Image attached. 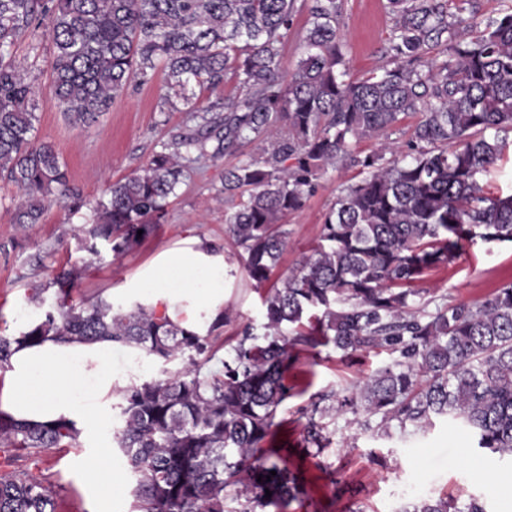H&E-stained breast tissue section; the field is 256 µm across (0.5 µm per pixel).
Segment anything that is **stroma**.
I'll list each match as a JSON object with an SVG mask.
<instances>
[{
	"label": "stroma",
	"instance_id": "obj_1",
	"mask_svg": "<svg viewBox=\"0 0 512 512\" xmlns=\"http://www.w3.org/2000/svg\"><path fill=\"white\" fill-rule=\"evenodd\" d=\"M393 25L386 0H345L340 28L353 78H364L389 64ZM50 52V44L34 50L24 40L13 48L36 88V135L54 145L71 185L88 204L73 213L55 200L42 223L18 224L14 214L22 196L13 183L0 179V330H22L34 314L33 288L49 287L63 267L84 269L74 299L100 296L114 306L131 307L140 300L141 274L154 268L158 256L188 248L197 240L224 256L220 309L227 312L228 320L215 341L219 357L207 365L208 370L218 369L221 357L227 356L244 327L263 324L268 286L281 284L312 256L324 213L348 184L359 180L357 169H328L305 207L287 217L288 246L265 287L250 281L227 234L224 218L234 204L224 200L219 189L225 169L238 161L230 153L194 164L170 198L165 222L136 250L117 257L101 242L97 255H90L85 239L97 201L109 184L141 170L170 131L183 125L186 115L170 104L164 73L159 70L149 83L131 82L96 123H69L56 103ZM510 283L512 243L478 241L465 245L448 265L425 273L412 289L418 304L429 300L474 304ZM292 354L290 394L276 416L279 427L274 444L292 449L288 464L304 471L306 492L287 512H403L420 497H448L462 504L477 498L488 512H512V461L472 450L470 435L448 419L435 420L423 431L395 425L384 431L367 424L364 412L347 408L327 420V441L319 454L296 456V449L306 445L314 403L325 396L349 394L357 382L391 363L392 356L372 351L346 358L330 345H298ZM166 369L161 361L135 356L128 348L117 346L112 351L114 388L132 379L160 377ZM105 457L112 461L108 487L88 479L89 469ZM11 468L48 478L56 492L57 512H130L133 480L112 447L110 433L80 435L74 447L38 459L18 452Z\"/></svg>",
	"mask_w": 512,
	"mask_h": 512
}]
</instances>
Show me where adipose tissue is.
Listing matches in <instances>:
<instances>
[{"instance_id":"ef3b65f1","label":"adipose tissue","mask_w":512,"mask_h":512,"mask_svg":"<svg viewBox=\"0 0 512 512\" xmlns=\"http://www.w3.org/2000/svg\"><path fill=\"white\" fill-rule=\"evenodd\" d=\"M184 276L181 290L170 291L165 279L172 270ZM224 278V258L198 245L162 258L150 286L149 301L167 316L193 330L184 318V293L204 305L214 302ZM112 343L49 339L35 345L16 344L4 375L0 376V412L29 424L66 420L80 431L93 429L112 413Z\"/></svg>"}]
</instances>
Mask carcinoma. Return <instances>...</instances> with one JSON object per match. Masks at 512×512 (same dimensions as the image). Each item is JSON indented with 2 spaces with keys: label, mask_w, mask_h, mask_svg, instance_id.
<instances>
[{
  "label": "carcinoma",
  "mask_w": 512,
  "mask_h": 512,
  "mask_svg": "<svg viewBox=\"0 0 512 512\" xmlns=\"http://www.w3.org/2000/svg\"><path fill=\"white\" fill-rule=\"evenodd\" d=\"M451 0H387L393 66L354 80L340 33L343 0H0V175L18 187L17 224H39L49 196L77 212L83 196L66 166L34 137L32 81L12 47L52 46L56 101L69 121L110 111L125 86L162 69L195 126L170 132L142 170L112 183L88 229L125 255L163 223L168 199L197 157L239 154L224 170L227 232L257 284L288 245L285 218L300 211L329 166L362 178L325 212L320 243L265 299L261 331L245 329L222 368L212 335L187 330L153 306L123 310L98 298L73 302L79 272L55 273L49 309L19 335H0V365L15 343L112 342L181 368L119 390L112 439L135 484L131 512H284L300 480L279 451L264 447L288 398L291 348L333 345L350 355L383 348L392 364L357 384L340 407L362 408L424 430L436 418L461 423L477 447L512 457V285L475 304L416 306L407 285L455 258L464 245L512 243V195H489L479 177L507 149L512 129V8L478 23L448 12ZM305 13L303 56L288 77L282 51ZM233 83L238 93L201 107L192 87ZM409 114L408 140L391 139ZM380 138L364 155L351 142ZM308 317V331L287 326ZM338 407V408H340ZM338 408L314 409L308 444L323 448ZM74 424H20L0 412V451L38 458L71 448ZM276 472L270 476V472ZM262 481H257V476ZM272 491L265 497V490ZM237 504L227 510V502ZM0 512H57L40 475L0 473ZM404 512H486L472 499H421Z\"/></svg>",
  "instance_id": "carcinoma-1"
}]
</instances>
